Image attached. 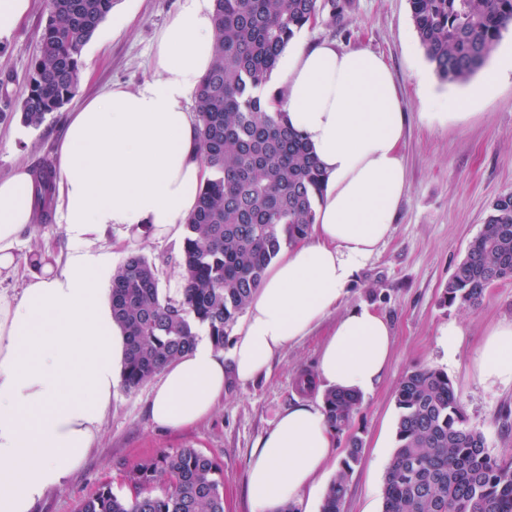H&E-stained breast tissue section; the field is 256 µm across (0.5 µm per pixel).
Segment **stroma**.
<instances>
[{"label": "stroma", "mask_w": 512, "mask_h": 512, "mask_svg": "<svg viewBox=\"0 0 512 512\" xmlns=\"http://www.w3.org/2000/svg\"><path fill=\"white\" fill-rule=\"evenodd\" d=\"M179 0H114L112 8L82 50V77L75 96L37 128L24 123L22 101L30 62L47 20L46 0L32 8L10 38L0 41V179L19 164L37 168L56 161L70 112L103 89L136 87L152 75L154 43ZM311 41H336L343 48H366L389 63L406 112L402 148L408 192L390 238L360 271L346 306H374L394 334L389 369L376 389L362 398L350 432L363 442L360 460L348 478L344 512H382L384 471L373 459H391L398 410L394 391L414 368L447 372L470 426L481 431L490 453L512 458V383H483L472 374L477 348L497 324L512 320V280L497 281L475 309L445 306L441 296L456 264L480 233L491 203L512 193V78L472 108L467 120L441 125L424 117L428 95L419 74L430 63L416 35L408 0H352L337 19L321 15L302 31ZM181 239L126 242L154 260L160 288L172 292L179 274ZM72 244L62 228L60 208L48 220L25 228L14 247L12 268L0 270V294L19 296L35 272L63 269ZM456 322L463 335L446 354L440 333ZM323 331L290 347L274 362L269 377L232 384L216 413L182 430L153 425L149 386L117 391L103 422L101 438L81 471L52 492L38 512H75L92 494L141 458L164 450L194 448L224 464L226 512H249L246 472L253 448L277 415L303 391L298 379L313 370Z\"/></svg>", "instance_id": "stroma-1"}]
</instances>
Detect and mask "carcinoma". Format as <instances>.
<instances>
[{
  "label": "carcinoma",
  "mask_w": 512,
  "mask_h": 512,
  "mask_svg": "<svg viewBox=\"0 0 512 512\" xmlns=\"http://www.w3.org/2000/svg\"><path fill=\"white\" fill-rule=\"evenodd\" d=\"M215 53L194 98L199 152L212 177L184 224L182 286L159 288L157 267L132 252L112 274V318L126 335L121 384L135 391L177 360L204 331L224 338L283 248L306 237L325 183L313 149L269 112L264 89L288 43L350 0H213ZM418 39L441 81H467L512 23V0H409ZM112 0H47L48 17L30 64L23 121L41 126L78 88L81 53ZM38 219L49 216L55 170L36 171ZM512 279V194L498 197L444 289L448 306L474 308L496 281ZM323 402L335 434L358 412L361 395L327 390ZM396 443L386 468L382 512H512V461L493 456L467 423L448 374L424 367L395 389ZM362 441L345 456L321 512H343L347 476ZM125 475L136 492L108 484L79 501L77 512H225L224 465L195 448L145 457Z\"/></svg>",
  "instance_id": "1"
}]
</instances>
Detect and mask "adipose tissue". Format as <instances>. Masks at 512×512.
I'll return each mask as SVG.
<instances>
[{"label": "adipose tissue", "mask_w": 512, "mask_h": 512, "mask_svg": "<svg viewBox=\"0 0 512 512\" xmlns=\"http://www.w3.org/2000/svg\"><path fill=\"white\" fill-rule=\"evenodd\" d=\"M179 2L156 37L151 79L114 85L68 118L57 152L62 218L74 244L65 268L33 275L20 296H0V512H33L69 482L98 444L119 386L124 336L100 286L112 256L92 244L117 226L141 239L177 238L210 175L190 98L213 60V0ZM280 63L270 106L287 112L327 175L316 222L268 268L229 351L201 336L162 369L149 402L157 427L209 418L231 383L267 375L275 357L332 315L305 389L366 394L389 366V320L372 306L342 303L390 236L408 189L400 153L406 116L393 75L373 51L329 40H292ZM511 74L506 43L465 92L432 97L427 120H465ZM34 188L26 166L0 179V269L13 265L19 232L37 220ZM475 372L482 381H512V321L487 335ZM337 455L321 403L289 407L251 454L250 512L301 502Z\"/></svg>", "instance_id": "1"}]
</instances>
